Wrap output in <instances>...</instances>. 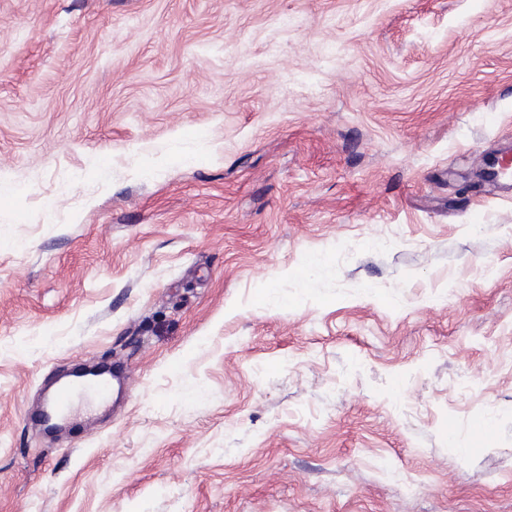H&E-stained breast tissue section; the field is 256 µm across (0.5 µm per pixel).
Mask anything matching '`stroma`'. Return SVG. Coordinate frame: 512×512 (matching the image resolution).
<instances>
[{
    "instance_id": "stroma-1",
    "label": "stroma",
    "mask_w": 512,
    "mask_h": 512,
    "mask_svg": "<svg viewBox=\"0 0 512 512\" xmlns=\"http://www.w3.org/2000/svg\"><path fill=\"white\" fill-rule=\"evenodd\" d=\"M511 147L512 0H0V512H512ZM508 169V163L495 156H491L487 159L484 181L490 190L508 192L512 189V182L510 184L507 181ZM115 377L101 373L88 378H69L56 381L47 391L43 403L30 413L44 426H51L69 420L72 416L74 399L79 391L91 390L105 403L112 398Z\"/></svg>"
}]
</instances>
